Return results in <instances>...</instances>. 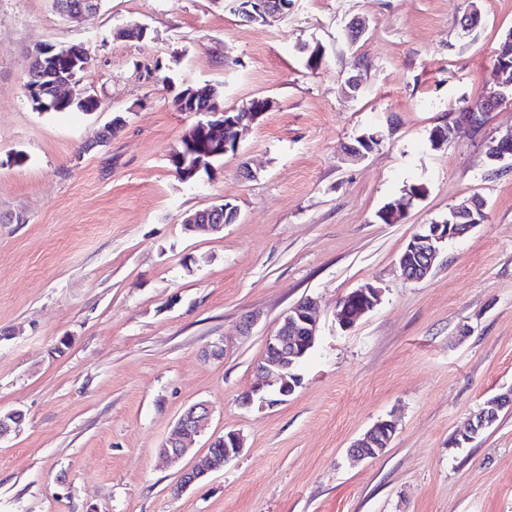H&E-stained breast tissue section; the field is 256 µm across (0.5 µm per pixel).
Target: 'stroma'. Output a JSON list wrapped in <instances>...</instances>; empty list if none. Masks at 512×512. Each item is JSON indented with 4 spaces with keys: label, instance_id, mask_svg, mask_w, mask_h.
<instances>
[{
    "label": "stroma",
    "instance_id": "35a3bbf8",
    "mask_svg": "<svg viewBox=\"0 0 512 512\" xmlns=\"http://www.w3.org/2000/svg\"><path fill=\"white\" fill-rule=\"evenodd\" d=\"M474 8L481 23L463 30ZM136 23L146 36L121 38ZM511 30L512 0H293L267 25L241 22L232 0H103L77 19L52 0H0V411L25 415L0 439V512H512V409L454 443L512 387V161L486 157L512 131V102L455 142L429 139L491 88ZM46 43L85 46L70 91L94 88L98 111L32 107L24 82ZM205 86L229 108L272 106L214 174L184 182L170 155L196 116L174 98ZM118 114L124 128L97 146ZM371 129L383 142L348 161ZM418 184L402 221L380 223ZM475 195L486 222L406 280L409 238ZM222 200L236 223L184 233L185 213ZM368 283L379 303L342 330L338 300ZM305 297L319 332L299 385L243 405L266 336ZM217 343L223 358L207 357ZM198 401L213 414L183 465L227 431L244 448L176 495L159 450ZM390 417L385 452L353 459ZM506 407L512 409L511 388L486 400L479 411L467 419L464 429L456 436L461 437L466 444L472 443L474 438L483 434L498 420L499 412ZM396 429L397 422L394 418L379 420L362 438L350 446V456L357 459L375 458L388 447Z\"/></svg>",
    "mask_w": 512,
    "mask_h": 512
}]
</instances>
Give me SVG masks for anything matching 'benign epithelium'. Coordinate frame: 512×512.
<instances>
[{
  "label": "benign epithelium",
  "mask_w": 512,
  "mask_h": 512,
  "mask_svg": "<svg viewBox=\"0 0 512 512\" xmlns=\"http://www.w3.org/2000/svg\"><path fill=\"white\" fill-rule=\"evenodd\" d=\"M241 3L243 22L252 24L258 20L267 23L279 17L281 0H237ZM512 57V33H508L507 42L500 45L495 63L496 82L493 89L487 92L473 107L476 112L494 111L505 102H512V79L504 81L502 69H512V60L507 62L505 57ZM87 53L81 45H69L57 48L53 44H45L40 48V74L36 76L37 84L32 88L29 97L35 99V109L50 110L61 98L60 90L76 81L77 70L84 69ZM507 65H501V62ZM182 111L192 112L201 119L192 124L183 134L181 142L188 143L196 150L186 154L181 153L175 161L181 169L183 178L195 176L198 173L211 172V159L228 152V137L238 140V128L246 122L257 120L268 111L269 101L261 99L255 105L251 115L240 119L232 115L220 105H212L211 93L189 89L180 102ZM125 125L121 115L112 118L105 126L98 140L88 145L93 149L103 146L112 139V132L119 131ZM360 143L348 146L347 156L357 162L363 160L383 139V132L372 130L359 136ZM488 158L493 161L512 159V134L504 136L490 145ZM486 204L484 200L470 198L452 208L448 219L435 224H423L409 240L398 259L400 270L404 277L421 281L433 270L440 254V247L448 240L458 239L469 233L474 227L483 223ZM238 218L239 211L233 209V204L222 202L213 204L187 215L182 222L186 232L200 230L221 231L226 224L227 213ZM381 290L371 284H366L348 293L339 301L336 311V321L339 326L348 330L379 301ZM318 332L316 303L311 298H304L282 316L278 327L265 339V354L257 364L258 374L274 379L278 383V393L281 396L291 395L299 384L300 378L292 372L295 364L302 359L315 344ZM272 405L274 401L265 397L264 385L257 384L242 396V402L251 405ZM512 408V389H508L494 398L486 400L478 412L472 414L466 421L462 432L458 433L464 443L469 444L478 435L489 429L499 417V412ZM212 414L211 406L206 402L190 405L179 417L173 435L162 448L160 455L172 464L179 463L195 444V437L207 423ZM24 420L20 411L0 413V439L17 430ZM395 419H382L349 448L353 458L368 459L381 454L391 442L396 433ZM209 447L224 449V462L236 458L244 448V438L237 431H228L224 435L211 440ZM216 470L212 456H207L201 467L182 468L179 471L177 491L181 492L201 480L209 472Z\"/></svg>",
  "instance_id": "1"
}]
</instances>
